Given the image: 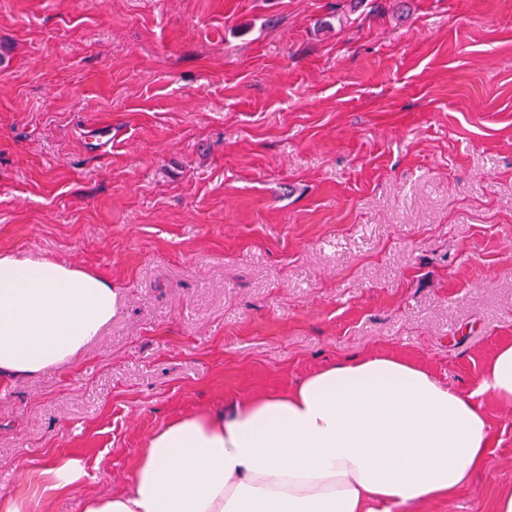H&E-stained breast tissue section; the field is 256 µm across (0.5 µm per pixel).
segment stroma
<instances>
[{
  "mask_svg": "<svg viewBox=\"0 0 512 512\" xmlns=\"http://www.w3.org/2000/svg\"><path fill=\"white\" fill-rule=\"evenodd\" d=\"M0 251L116 294L92 348L0 381V496L33 512L346 358L473 389L512 344V0H0ZM481 404L489 466L394 512L512 493V405ZM43 473L49 476L52 489L67 490L83 475L79 462L73 459L52 458L47 461Z\"/></svg>",
  "mask_w": 512,
  "mask_h": 512,
  "instance_id": "35a3bbf8",
  "label": "stroma"
}]
</instances>
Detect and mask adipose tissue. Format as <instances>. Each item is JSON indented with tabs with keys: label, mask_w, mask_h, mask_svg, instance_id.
Instances as JSON below:
<instances>
[{
	"label": "adipose tissue",
	"mask_w": 512,
	"mask_h": 512,
	"mask_svg": "<svg viewBox=\"0 0 512 512\" xmlns=\"http://www.w3.org/2000/svg\"><path fill=\"white\" fill-rule=\"evenodd\" d=\"M116 294L95 272L0 252V379L23 380L100 339ZM512 405V345L470 392L418 365L361 356L285 393L180 416L145 440L129 488L82 512H388L448 499L489 462L484 394Z\"/></svg>",
	"instance_id": "adipose-tissue-1"
}]
</instances>
